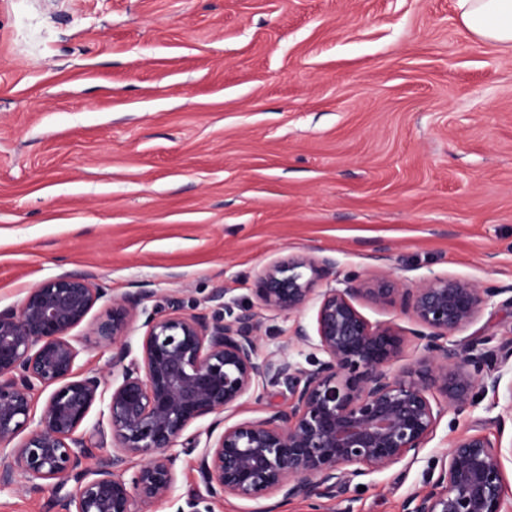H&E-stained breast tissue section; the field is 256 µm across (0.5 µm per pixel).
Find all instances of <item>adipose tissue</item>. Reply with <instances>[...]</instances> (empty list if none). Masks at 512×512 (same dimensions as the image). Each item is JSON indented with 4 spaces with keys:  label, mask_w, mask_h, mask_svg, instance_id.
<instances>
[{
    "label": "adipose tissue",
    "mask_w": 512,
    "mask_h": 512,
    "mask_svg": "<svg viewBox=\"0 0 512 512\" xmlns=\"http://www.w3.org/2000/svg\"><path fill=\"white\" fill-rule=\"evenodd\" d=\"M456 8L475 38L512 50V0H456Z\"/></svg>",
    "instance_id": "ef3b65f1"
}]
</instances>
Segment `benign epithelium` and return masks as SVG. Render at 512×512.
<instances>
[{"label":"benign epithelium","instance_id":"1","mask_svg":"<svg viewBox=\"0 0 512 512\" xmlns=\"http://www.w3.org/2000/svg\"><path fill=\"white\" fill-rule=\"evenodd\" d=\"M336 266L312 250L257 274L263 310L290 316L316 305L314 331L299 323L292 330L295 353L263 350L258 313L229 305L223 290L211 294L206 312L187 311L177 296L149 307L145 288L114 296L92 328L112 350L105 370L76 368L84 339L72 331L107 289L73 273L41 281L19 306L0 309V491L21 478L35 493L51 490L49 512H145L171 498L180 454L195 452L204 492L176 512H202L201 504L227 497L273 512L268 500L278 495L322 512L346 467L361 477L416 460L441 418L474 408L481 390L496 395L505 386L499 426L512 421V337L454 340L512 288L448 275L410 288L387 274L354 275L336 288ZM361 299L399 309L416 328L370 322ZM139 320L135 349L128 338ZM410 340L423 355L395 374ZM271 391L288 398V410L226 424L223 413L243 397L260 401ZM102 402L112 452L97 454L80 429ZM208 417L205 430L188 433ZM508 457L512 442L462 434L407 512H504Z\"/></svg>","mask_w":512,"mask_h":512}]
</instances>
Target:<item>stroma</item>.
<instances>
[{
    "instance_id": "stroma-1",
    "label": "stroma",
    "mask_w": 512,
    "mask_h": 512,
    "mask_svg": "<svg viewBox=\"0 0 512 512\" xmlns=\"http://www.w3.org/2000/svg\"><path fill=\"white\" fill-rule=\"evenodd\" d=\"M312 249L337 279L512 286V51L456 0H0V308L77 272L206 311ZM417 462L325 512H405Z\"/></svg>"
}]
</instances>
